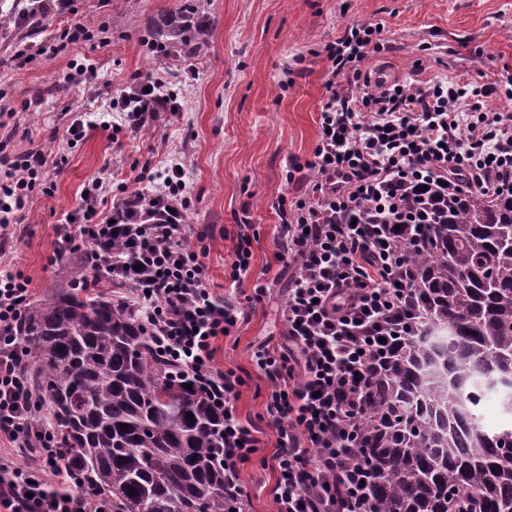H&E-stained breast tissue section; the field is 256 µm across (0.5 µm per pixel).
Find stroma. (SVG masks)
Returning a JSON list of instances; mask_svg holds the SVG:
<instances>
[{
    "instance_id": "stroma-1",
    "label": "stroma",
    "mask_w": 512,
    "mask_h": 512,
    "mask_svg": "<svg viewBox=\"0 0 512 512\" xmlns=\"http://www.w3.org/2000/svg\"><path fill=\"white\" fill-rule=\"evenodd\" d=\"M183 0H69L32 39L37 53L26 65L14 57L13 34L0 33V111L8 112L0 138L21 154L37 146L55 149L58 165L47 186H36L18 222L19 239L0 263L25 272L32 297L46 298L71 285L83 270L76 256L53 260L56 226L81 201L88 184L103 182L101 215L132 192L148 190L143 166L160 170L171 157L182 160L191 206L187 222L213 229L208 241L209 278L223 293L225 230L249 217L256 232L250 274L275 281L276 293L257 305L230 336L219 338L214 362L248 379L238 401L242 418L262 432L260 453L271 456L276 431L260 421L268 394L251 360L257 343L283 332L281 304L290 270L275 262L272 203L288 190L292 158H311L325 104L324 47L354 24L381 23L388 51L370 56L369 76L387 72L391 81L451 82L492 86L512 77V0H195L213 26L195 60L158 56L140 34L155 17L179 10ZM80 26L86 40L57 56L40 55L56 33ZM93 66L95 76L66 82L73 64ZM160 82L177 95L178 112L158 113L133 134L111 140L85 130L70 144L62 133L79 113L106 111L133 77ZM242 481L250 496L243 512H275L265 490L271 470L259 461L246 466Z\"/></svg>"
}]
</instances>
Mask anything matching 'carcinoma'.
<instances>
[{"instance_id": "1", "label": "carcinoma", "mask_w": 512, "mask_h": 512, "mask_svg": "<svg viewBox=\"0 0 512 512\" xmlns=\"http://www.w3.org/2000/svg\"><path fill=\"white\" fill-rule=\"evenodd\" d=\"M65 0H0V31L39 35ZM210 19L187 4L144 32L162 55L191 59ZM401 245L413 332L370 370L354 462L376 512H512V426L479 413L495 397L512 416V194L448 199ZM140 311L62 288L18 326L30 423L69 449L65 465L112 499V512H230L209 449L224 421L208 398L169 375ZM194 419H189L188 414Z\"/></svg>"}]
</instances>
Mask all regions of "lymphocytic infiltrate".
Masks as SVG:
<instances>
[{
	"instance_id": "1",
	"label": "lymphocytic infiltrate",
	"mask_w": 512,
	"mask_h": 512,
	"mask_svg": "<svg viewBox=\"0 0 512 512\" xmlns=\"http://www.w3.org/2000/svg\"><path fill=\"white\" fill-rule=\"evenodd\" d=\"M374 23L348 27L325 46L326 89L319 139L311 159L292 160L286 181L294 198L273 207L275 259L292 265L281 308L284 342L266 339L252 355L268 386L264 413L278 433L268 493L276 512H374L365 473L350 453L358 444L370 367L410 327L403 315L411 278L398 225L432 218L449 198L512 191V113L490 96L512 100V78L495 91L446 80L389 85L365 80L370 53L385 50ZM101 119L113 133L136 131L154 113L174 112L175 95L156 81L136 80ZM54 160L37 149L11 155L0 148V254L17 228L35 186ZM155 189L98 216L103 190L84 189L80 206L57 229L54 259L79 255L93 272L77 287L118 282L138 301L141 326L178 373L189 375L224 418V493L247 498L241 473L259 451L258 428L237 402L245 380L216 369L214 344L231 335L249 309L270 298L272 281L251 279L254 235L249 220L230 233L225 273L231 289L217 295L207 276L205 231H190V199L176 165L157 172ZM22 270L0 271V512H88V495L63 464L65 449L27 419L38 404L20 374L17 325L31 300ZM32 454L17 464L12 449Z\"/></svg>"
}]
</instances>
